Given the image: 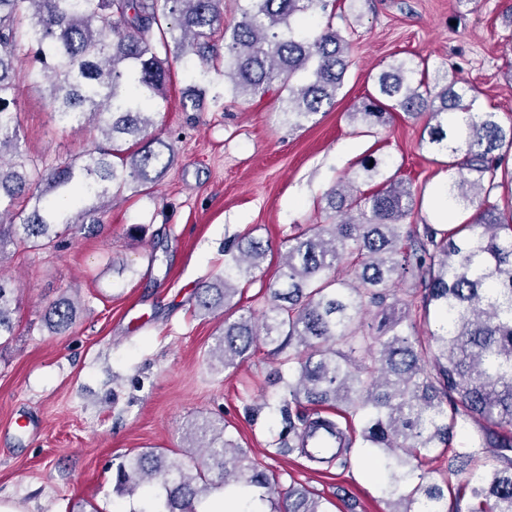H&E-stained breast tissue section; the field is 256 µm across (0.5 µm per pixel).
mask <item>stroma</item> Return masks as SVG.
Wrapping results in <instances>:
<instances>
[{"label":"stroma","instance_id":"1","mask_svg":"<svg viewBox=\"0 0 512 512\" xmlns=\"http://www.w3.org/2000/svg\"><path fill=\"white\" fill-rule=\"evenodd\" d=\"M333 22L349 38L351 66L336 104L303 126H289L276 92L214 105L224 78L205 84L204 111L187 112L182 93L193 64L173 66L157 130L176 160L156 187L102 207L103 227L60 250L18 247L8 268L20 289L16 334L0 346V507L7 512H137L138 497L114 489L115 464L149 448L184 451L200 420L225 431L280 487L302 486L327 512H386L373 461L354 442L345 467L273 455L279 424L262 405L276 363L257 347L238 368L208 363L223 312L198 311L195 289L224 270V252L243 235L268 244L259 270L238 283L235 312L261 309L289 236L324 221L321 199L354 176L366 156L401 169L421 189L414 224L445 221L438 192L449 157L422 147L421 121L394 116L383 126L350 124L347 114L393 59L412 58L429 82L454 75L476 87L480 112L512 119V0H336ZM22 146L32 156L70 159L92 130L56 125L42 92L18 86ZM141 225L131 238L132 225ZM84 308L62 335L42 321L61 295ZM260 407L251 418L247 406Z\"/></svg>","mask_w":512,"mask_h":512}]
</instances>
